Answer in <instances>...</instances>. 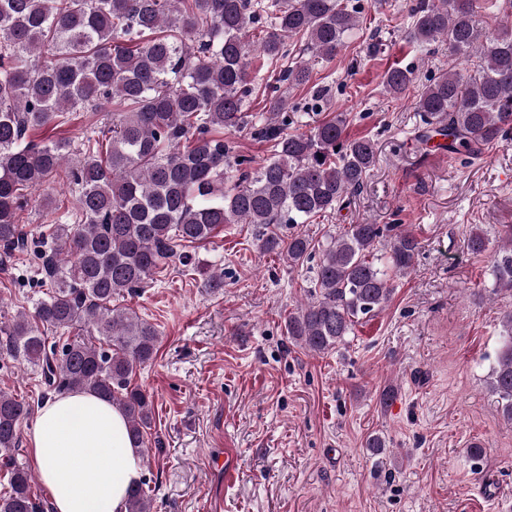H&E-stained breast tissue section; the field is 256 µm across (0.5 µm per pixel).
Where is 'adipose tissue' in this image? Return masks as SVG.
I'll return each instance as SVG.
<instances>
[{
  "mask_svg": "<svg viewBox=\"0 0 512 512\" xmlns=\"http://www.w3.org/2000/svg\"><path fill=\"white\" fill-rule=\"evenodd\" d=\"M51 512H127L142 478L124 415L86 392L48 397L27 434Z\"/></svg>",
  "mask_w": 512,
  "mask_h": 512,
  "instance_id": "obj_1",
  "label": "adipose tissue"
}]
</instances>
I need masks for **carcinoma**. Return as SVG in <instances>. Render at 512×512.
Listing matches in <instances>:
<instances>
[{
  "mask_svg": "<svg viewBox=\"0 0 512 512\" xmlns=\"http://www.w3.org/2000/svg\"><path fill=\"white\" fill-rule=\"evenodd\" d=\"M479 0H418L409 9L410 40L446 44L475 57L470 74L455 67L426 79L415 108L417 138L444 141L472 155L512 134V19L484 35ZM348 0H0V267L31 249L19 213L47 180L66 182L76 211L50 225L52 247L37 251L51 291L32 314L0 320V355L36 367L45 389L91 392L126 417L135 444L151 429L152 396L132 383L157 353L159 333L136 313L112 305L133 293L188 244L225 224H252L263 253L295 269L313 264L315 297L286 320L288 337L310 353L344 342L355 323L390 300L391 274L403 275L420 251L399 224H350L319 245L303 234L283 240L275 224H305L351 204L377 162L372 139L346 138L336 116L308 132H288L284 97L269 103L258 134L273 156L254 168L221 130L244 119L258 61L288 56L287 41L330 62L360 23ZM259 31L257 39L250 32ZM310 60L283 67L276 81L302 86ZM413 71L391 67L385 91L404 96ZM119 99L106 143L88 137L77 151L27 132L56 127L69 112ZM499 236L509 249L492 259L498 289L512 291V224ZM500 347L490 374L503 419L512 423V309L500 317ZM76 337L47 343L44 331ZM32 403L0 390V470L8 489L0 512H44L33 475L18 462L21 425ZM139 482L127 512H152Z\"/></svg>",
  "mask_w": 512,
  "mask_h": 512,
  "instance_id": "cac0c4a2",
  "label": "carcinoma"
}]
</instances>
